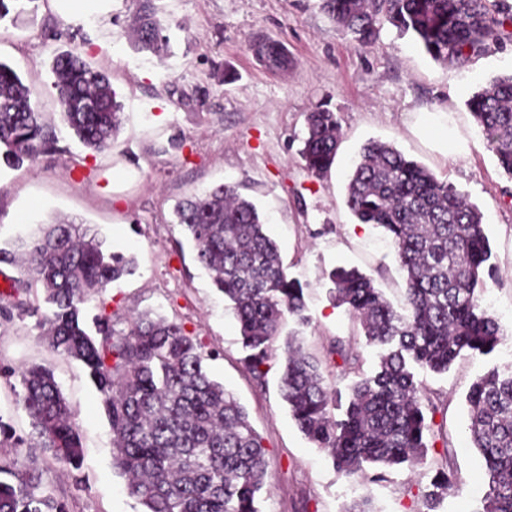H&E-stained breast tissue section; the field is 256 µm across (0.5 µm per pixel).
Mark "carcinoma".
<instances>
[{
  "instance_id": "cac0c4a2",
  "label": "carcinoma",
  "mask_w": 512,
  "mask_h": 512,
  "mask_svg": "<svg viewBox=\"0 0 512 512\" xmlns=\"http://www.w3.org/2000/svg\"><path fill=\"white\" fill-rule=\"evenodd\" d=\"M34 0H0V21L26 12ZM135 43L160 55L161 22L152 0H136ZM337 30L359 44L373 43L388 23L411 35L437 63L463 64L492 43L512 38V5L491 12L487 0H322ZM266 68L286 64L284 46L271 39L250 44ZM52 86L65 127L87 149H109L121 125V104L109 77L72 51L51 62ZM498 166L512 177V74L494 78L466 101ZM300 155L309 173L326 175L335 162L341 125L333 110L307 114ZM55 127L42 120L29 87L0 61V161H33L54 148ZM345 205L359 224L381 228L396 249L404 278V308L397 310L356 268L329 273L336 304L360 322L366 343L380 348L376 371L341 391L327 383L321 361L303 350L299 334L275 346L286 318L309 323L302 286L287 277L275 241L255 205L236 185L194 193L176 206L177 223L192 239L197 261L228 299L239 324L245 369L264 386L271 361L282 354L278 388L299 431L323 450L337 472L365 475L418 464L431 432L417 371L444 373L465 351L489 355L501 343L499 322L480 302L484 277L495 276L484 215L451 183L393 145L370 141L348 175ZM0 263L20 265L12 291L0 297V318L37 315L42 338L55 355L78 363L99 393L112 431L113 460L127 491L145 512H259L269 461L243 406L203 366L201 346L184 327L145 311L116 329L101 309L94 329L86 304L132 272L133 260L107 253L74 224H43L0 248ZM44 289L47 310L25 299ZM329 355L346 373L359 356L339 344ZM19 405L30 419L24 438L0 417V440L14 448L0 457V512H70L68 502L44 488L55 466L77 472L83 441L75 413L53 369L20 371ZM468 436L488 478L481 512H512V370L493 368L467 395ZM343 410L336 418L333 410ZM33 443L39 457L24 452ZM423 510L434 512L453 483L441 471Z\"/></svg>"
}]
</instances>
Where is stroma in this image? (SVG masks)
I'll return each instance as SVG.
<instances>
[{
	"mask_svg": "<svg viewBox=\"0 0 512 512\" xmlns=\"http://www.w3.org/2000/svg\"><path fill=\"white\" fill-rule=\"evenodd\" d=\"M154 6L167 39L158 58L131 43L134 0H102L82 14L39 0L35 14L0 22V61L32 88L46 123L62 130L50 73L59 50L106 72L123 105L109 151L86 149L62 130L55 150L35 162L0 165V245L58 218L82 225L105 248L134 256L135 273L113 282L87 313L106 305L123 329L130 315L151 310L216 351L205 368L244 407L269 460L260 512H347L364 499L371 512H418L422 494L446 466L455 492L436 512H481L486 477L466 438L465 397L478 376L512 365V178L499 168L466 101L512 73V42L490 45L463 65L440 64L388 24L374 45H357L337 31L321 0H155ZM259 36L285 46L287 70L270 71L256 60L248 46ZM323 102L338 114L342 139L331 171L318 179L299 149L307 112ZM435 125L447 129V137L433 135ZM371 140L392 144L483 212L499 278L482 291V305L506 332L490 355L465 352L447 373L418 372L437 405L425 460L390 468L380 481L344 477L303 436L279 395L278 368L263 388L244 370L233 312L173 215L192 192L237 185L267 218L288 277L304 288L306 351L322 359L329 383L348 389L375 370L378 350L367 345L347 309L333 304L329 272L357 268L394 306L404 300L383 229L356 223L344 205L346 176ZM337 343L359 357L349 374L328 359ZM32 363L52 365L84 435L78 476L53 468L46 488L65 498L71 512H143L113 463L98 393L78 363L48 350L31 316L0 319V366L13 370L0 377V418L28 435L29 419L17 404V370Z\"/></svg>",
	"mask_w": 512,
	"mask_h": 512,
	"instance_id": "1",
	"label": "stroma"
}]
</instances>
